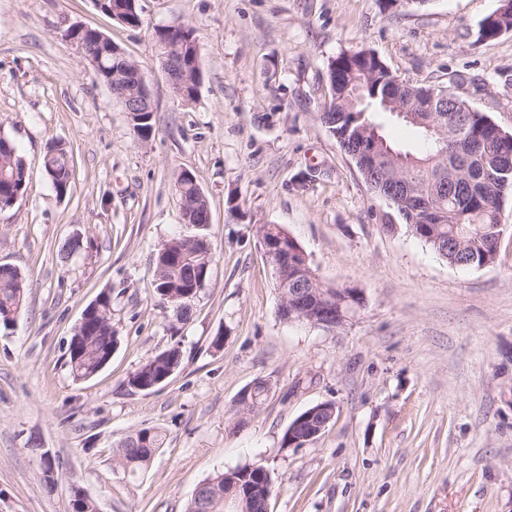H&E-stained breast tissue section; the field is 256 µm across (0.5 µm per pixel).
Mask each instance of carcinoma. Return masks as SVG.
<instances>
[{"label":"carcinoma","mask_w":512,"mask_h":512,"mask_svg":"<svg viewBox=\"0 0 512 512\" xmlns=\"http://www.w3.org/2000/svg\"><path fill=\"white\" fill-rule=\"evenodd\" d=\"M128 26L142 23L137 0H109ZM504 9L496 19L486 17L480 24L478 39L488 41L500 30L512 28V0H501ZM162 53L184 65L183 99H195L198 88L200 44L194 31L176 32L168 37L157 33ZM118 48L104 45L97 72L117 67ZM357 82L366 104L353 108L348 84ZM331 100L319 115L321 124L336 138L344 154H362L370 148L368 132L380 129L374 114L385 112L386 101L398 107L425 111L416 119L402 117L427 144L421 155L396 149L380 138L375 163L358 170L370 190L386 199L393 214L385 221L393 229L401 221L407 229L448 264L462 268L494 263L500 232V214L512 190V137L500 135L498 125L485 112L471 107L454 94L447 100L422 101L425 87L398 79L376 55L363 51L343 52L329 64ZM133 131L143 138L152 134L154 112L133 117ZM45 174L60 195L67 193L72 178V158L58 145L43 158ZM27 167L12 141L0 135V211L11 207L15 195L26 190ZM407 191L391 192L400 184ZM175 189L189 212L188 223H204L210 209L208 201L197 198L198 182L179 175ZM288 244V264L276 277L277 287L302 286L324 303L336 304L341 289L322 283L309 259L295 239ZM157 295L177 305L179 319L191 315V304L205 287L212 254L195 236L176 237L159 249L153 258ZM24 278L16 268L0 265V322L14 321L23 298ZM85 321L78 324L69 343V363L73 377L85 380L99 373L111 360L120 342L112 325V293L103 291ZM182 352L171 346L149 358L127 379V386L143 392L155 385L172 368H179ZM163 443L160 431L144 428L127 436L116 448L113 461L123 471L134 474L147 466ZM267 469L253 464L219 472L200 485L199 495L191 497L186 512H268L272 483L264 480Z\"/></svg>","instance_id":"carcinoma-1"}]
</instances>
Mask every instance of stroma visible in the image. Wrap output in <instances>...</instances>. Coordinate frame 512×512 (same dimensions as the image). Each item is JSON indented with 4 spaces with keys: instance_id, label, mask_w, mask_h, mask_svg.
<instances>
[{
    "instance_id": "1",
    "label": "stroma",
    "mask_w": 512,
    "mask_h": 512,
    "mask_svg": "<svg viewBox=\"0 0 512 512\" xmlns=\"http://www.w3.org/2000/svg\"><path fill=\"white\" fill-rule=\"evenodd\" d=\"M126 26L92 0H0V134L27 162L22 198L0 211V264L27 292L0 324V512H71L80 487L99 512H185L216 473L263 465L269 512H512V203L497 260L458 268L405 227L321 125L328 68L373 50L403 79L444 87L512 133V32L478 41L498 0H429L392 11L379 0H138ZM112 40L145 71L156 115L132 130L110 88L83 64L66 29ZM185 25L201 45L196 99L171 88L158 29ZM63 144L71 187L43 171ZM190 171L211 222L184 223L175 182ZM276 224L325 284L364 305L333 330L280 319L259 229ZM204 235L209 280L187 322L155 291L153 254ZM78 254L62 261L63 243ZM112 294L121 341L93 378L74 380L70 338L100 292ZM223 337L214 348L215 337ZM180 346L161 387L128 376ZM271 390L241 413V392ZM336 406L313 442L283 446L292 420ZM165 442L150 466L114 470L115 444L143 428ZM59 465L54 489L42 461Z\"/></svg>"
}]
</instances>
